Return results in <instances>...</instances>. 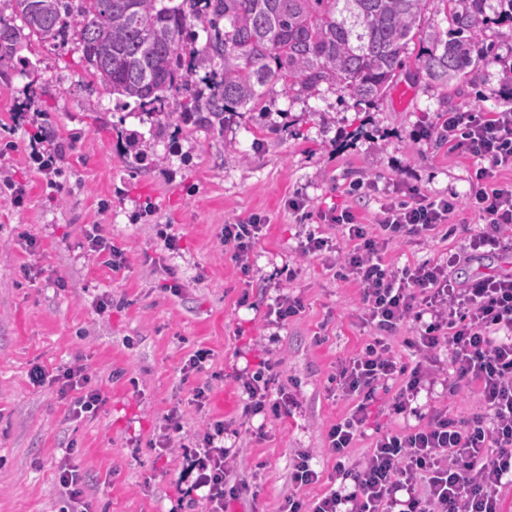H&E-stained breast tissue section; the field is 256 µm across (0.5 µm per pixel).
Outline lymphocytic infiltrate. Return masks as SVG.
Returning a JSON list of instances; mask_svg holds the SVG:
<instances>
[{
    "instance_id": "1",
    "label": "lymphocytic infiltrate",
    "mask_w": 512,
    "mask_h": 512,
    "mask_svg": "<svg viewBox=\"0 0 512 512\" xmlns=\"http://www.w3.org/2000/svg\"><path fill=\"white\" fill-rule=\"evenodd\" d=\"M437 125L452 151L475 162L463 201L484 217L487 228L469 236L464 253L394 268L382 261L388 244L446 226L463 202L458 196L431 200L409 192L382 206L374 232L352 209L323 214L324 223L352 244L341 267L358 284L366 321L378 335L361 353L341 361L331 377L337 392L355 401L327 432L325 451L336 460L333 474L316 470L312 454H297L291 471L296 491L280 512H504L503 492L512 488V274L461 281L452 270L466 255L512 251V185L494 180L498 168L512 165V109L456 110ZM263 230L258 216L224 226V245L241 270H249ZM406 323L415 330L408 342L415 356L410 365L384 339ZM442 352L453 368L449 393L464 385L474 390L479 410L471 418L446 408L428 415L415 405L421 390L439 383ZM50 377L60 382L61 393L75 392L76 416L95 412L104 400L85 365L62 366L52 376L40 366L30 371L36 385ZM235 378L246 397V416L278 419L299 406L296 395L280 385L275 362L265 361L251 374L236 371ZM396 379L402 385L392 397L393 409L418 418V425L378 432L364 461L349 462L348 450L363 437L377 392ZM225 432L217 420L181 446L186 470L195 476L191 488L206 512H228L238 497L227 480L232 452L224 446ZM325 478L331 486L322 495L299 496V489Z\"/></svg>"
}]
</instances>
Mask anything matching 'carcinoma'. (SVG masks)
<instances>
[{"mask_svg": "<svg viewBox=\"0 0 512 512\" xmlns=\"http://www.w3.org/2000/svg\"><path fill=\"white\" fill-rule=\"evenodd\" d=\"M16 27L0 19V58L24 37L43 42L74 30L90 75L122 106L170 118L177 93L182 121L223 125L257 110L276 87L297 99L340 91L372 104L393 83L409 43L430 44L422 65L448 84L485 59L480 32L487 0H440L455 36L425 27L431 0H11ZM203 25L196 47L188 26ZM203 71L197 81L189 73Z\"/></svg>", "mask_w": 512, "mask_h": 512, "instance_id": "obj_1", "label": "carcinoma"}]
</instances>
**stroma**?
<instances>
[{
    "label": "stroma",
    "mask_w": 512,
    "mask_h": 512,
    "mask_svg": "<svg viewBox=\"0 0 512 512\" xmlns=\"http://www.w3.org/2000/svg\"><path fill=\"white\" fill-rule=\"evenodd\" d=\"M481 41L486 59L461 81L430 80L420 65L426 46L415 43L396 84L374 105L331 91L295 99L278 88L263 110L237 113L222 127L171 119L158 128L120 107L89 76L70 31L24 42L1 59L0 167L25 195L15 204L0 185V512H58L56 476L69 456L86 475L90 512H205L203 503L178 499L180 456H159L149 445L174 407L189 434L211 419L241 427L232 512H278L294 491L291 464L300 452L332 471L327 431L349 405L330 377L375 330L363 322L356 283L336 274V254L350 244L320 216L349 206L370 224L381 204L410 188L429 198L466 197L473 162L451 151L433 125L455 109L512 108V15L498 0H488ZM38 128L63 148L55 189L27 162ZM133 137L146 145L139 162ZM358 181L376 185L361 201L349 193ZM293 197L305 202L300 212L288 207ZM255 214L266 228L245 274L220 234ZM453 222L454 236L438 229L403 240L388 247L385 261L401 267L445 258L484 227L465 206ZM88 224L101 225L123 251L122 269L88 251ZM166 227L180 251L165 249L159 231ZM311 232L331 238L333 251L302 256ZM171 281L179 294L166 290ZM282 290L304 309L273 343L264 315ZM104 298L111 306L101 315ZM266 346L300 406L282 420H248L230 373L256 362ZM201 348L211 352L204 370L184 375ZM75 362L88 366L106 397L78 419L58 383L29 379L33 366L51 372ZM207 380L212 391L200 408L193 391Z\"/></svg>",
    "instance_id": "35a3bbf8"
}]
</instances>
